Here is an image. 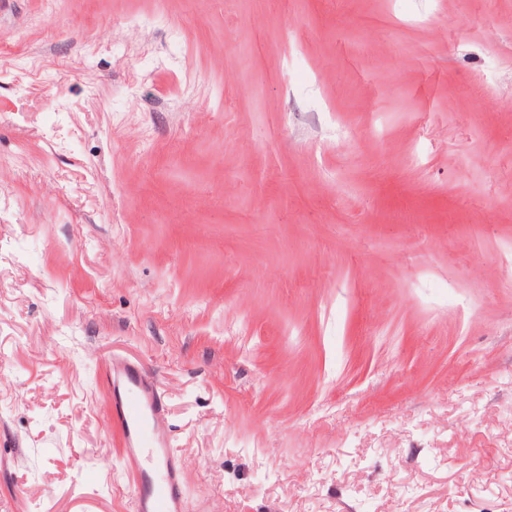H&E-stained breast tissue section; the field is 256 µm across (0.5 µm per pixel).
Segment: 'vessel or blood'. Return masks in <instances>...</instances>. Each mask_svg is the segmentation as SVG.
I'll list each match as a JSON object with an SVG mask.
<instances>
[{"instance_id":"1","label":"vessel or blood","mask_w":512,"mask_h":512,"mask_svg":"<svg viewBox=\"0 0 512 512\" xmlns=\"http://www.w3.org/2000/svg\"><path fill=\"white\" fill-rule=\"evenodd\" d=\"M106 380L125 462L135 475L132 512H183V460L159 426L161 397L156 381L144 365L119 359L110 361Z\"/></svg>"}]
</instances>
